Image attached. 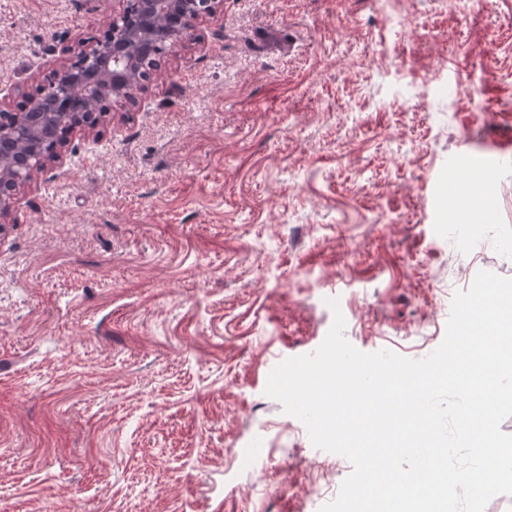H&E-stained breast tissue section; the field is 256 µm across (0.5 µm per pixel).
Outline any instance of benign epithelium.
<instances>
[{"mask_svg": "<svg viewBox=\"0 0 512 512\" xmlns=\"http://www.w3.org/2000/svg\"><path fill=\"white\" fill-rule=\"evenodd\" d=\"M106 27L107 36L90 45H54V81L42 93L25 98L21 108L0 107V223L6 224L22 187L35 177L63 164L69 142L42 150V142L70 123L73 103L92 109L103 98L111 111H131L145 88L141 74L149 62L148 48L155 41L168 53L195 41L198 24L221 13L223 0H138L139 19L129 22V0H118Z\"/></svg>", "mask_w": 512, "mask_h": 512, "instance_id": "7a95c632", "label": "benign epithelium"}]
</instances>
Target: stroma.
Wrapping results in <instances>:
<instances>
[{"instance_id": "obj_1", "label": "stroma", "mask_w": 512, "mask_h": 512, "mask_svg": "<svg viewBox=\"0 0 512 512\" xmlns=\"http://www.w3.org/2000/svg\"><path fill=\"white\" fill-rule=\"evenodd\" d=\"M112 6L0 0V104ZM195 35L0 228V512H320L284 475L333 499L353 466L270 372L338 311L425 358L512 278V0H224Z\"/></svg>"}]
</instances>
